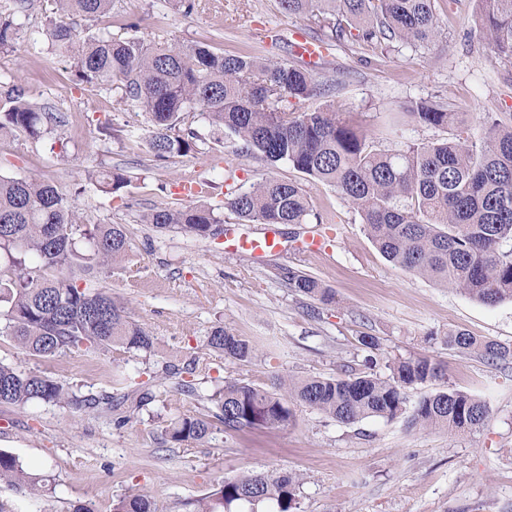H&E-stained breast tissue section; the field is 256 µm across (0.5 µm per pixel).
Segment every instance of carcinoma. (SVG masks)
Here are the masks:
<instances>
[{"label":"carcinoma","mask_w":512,"mask_h":512,"mask_svg":"<svg viewBox=\"0 0 512 512\" xmlns=\"http://www.w3.org/2000/svg\"><path fill=\"white\" fill-rule=\"evenodd\" d=\"M59 18L41 35L71 65L77 81L98 87L120 83L122 97L149 116V149L157 158L184 155L198 134L185 124L197 112L217 134L233 138L240 151L274 166L286 162L307 179L335 188L356 210L368 237L394 265L485 305L512 301V113L487 112L482 135L473 140L410 142L399 149H374L368 135L341 118L344 104L294 112L288 99H308L318 83L295 60L266 62L217 53L200 43L147 41L134 34L116 38L106 29L80 35L67 19L98 20L113 0H54ZM475 30L495 56L512 62V0H482ZM290 14L311 17L333 38L389 50L435 39L439 21L434 0H279ZM20 26L0 14V50H14ZM417 126L445 129L460 124L450 106L432 99L411 102L401 113ZM53 113L18 99L0 114V138L16 131L41 138ZM88 179L116 194L129 180L112 170ZM225 205L247 223L305 224L313 215L306 191L296 182L268 175L232 193ZM159 231L196 238L224 235V217L199 200L160 207L140 218ZM130 240L121 224H85L62 190L32 177L0 175V336L29 355L54 359L66 352L111 351L119 356L150 352L155 336L94 280L97 269L121 261ZM288 287L322 304L329 289L314 277L288 270ZM445 343L489 363L512 362V345L450 330ZM209 352L240 362L259 354L258 345L216 324ZM390 375L349 371L341 377L287 378L272 388L226 380L208 400L219 410L224 432L286 426L296 403L341 423L371 417H406L411 428L458 434L481 428L487 403L468 392L446 389L408 404L406 389L441 377L427 358L397 360ZM55 380L0 362V404L34 402L89 406ZM209 416L176 417L164 429L175 444L202 442L212 434ZM26 484L18 458L0 451V481ZM302 477L296 473L248 472L224 479L196 500L195 512H299ZM112 512H156L142 492L119 497Z\"/></svg>","instance_id":"cac0c4a2"}]
</instances>
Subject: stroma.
<instances>
[{"instance_id": "35a3bbf8", "label": "stroma", "mask_w": 512, "mask_h": 512, "mask_svg": "<svg viewBox=\"0 0 512 512\" xmlns=\"http://www.w3.org/2000/svg\"><path fill=\"white\" fill-rule=\"evenodd\" d=\"M435 9L441 32L426 45L383 53L365 43L329 42L314 67L321 94L290 101V110L342 102L381 149L477 138L482 113L512 112V63L494 59L474 35L480 0H436ZM55 17L52 0H34L17 17L25 33L18 49L0 51V113L20 94L59 118L40 139L17 132L0 140V175L46 179L72 197L82 222L125 225L130 257L103 267L100 281L156 343L150 353L121 360L72 351L44 361L0 336V362L99 401L93 408L0 405V450L37 479L0 482V503L14 512H72L78 504L112 512L114 500L138 490L158 512H189V502L222 479L288 471L303 478L301 512H512V363L491 364L443 342L459 328L512 344V301L487 306L395 266L336 189L306 180L289 164L273 167L239 152L233 139L216 142L201 116L190 120L201 136L196 150L156 159L145 112L123 102L117 86L77 82L50 43L29 40ZM131 22L147 39L272 61L288 59L296 40L322 34L312 19L285 13L279 0H198L189 15L177 0H114L102 22L74 24L85 34L104 25L125 37ZM421 98L451 103L465 122L448 129L392 124V112ZM91 169L129 178L124 198L99 191L86 178ZM269 173L301 183L321 217L317 224L276 225L283 253L229 252L223 238L158 232L140 221L157 207L192 204L183 192L187 180L211 183L210 202L220 207L228 193ZM318 233L327 251L303 250V240ZM285 268L316 277L332 302L292 293L280 276ZM219 322L264 344L265 354L248 363L212 356L206 336ZM364 335L377 338L378 350L360 344ZM409 357L444 370L440 380L408 388L410 400L448 388L469 392L490 407L485 426L454 435L410 428L401 418L344 424L296 404L281 428L218 427L208 440L182 445L162 436L180 414L213 413L209 396L227 379L270 387L290 376L333 377L346 365L384 377L388 361ZM193 360L197 369L186 375ZM186 379L195 394L182 393ZM144 389L153 399L132 403L131 394Z\"/></svg>"}]
</instances>
